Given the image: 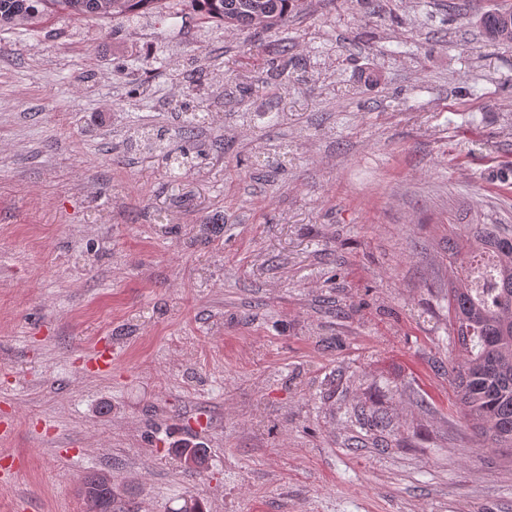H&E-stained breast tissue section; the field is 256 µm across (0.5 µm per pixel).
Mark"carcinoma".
<instances>
[{
	"label": "carcinoma",
	"mask_w": 512,
	"mask_h": 512,
	"mask_svg": "<svg viewBox=\"0 0 512 512\" xmlns=\"http://www.w3.org/2000/svg\"><path fill=\"white\" fill-rule=\"evenodd\" d=\"M304 0H0V28L37 27L59 13L76 18L131 20L156 10L173 16L189 8L203 23L268 31L288 21ZM484 37L512 28V6L480 14ZM130 139L149 153L164 152L165 133L136 131ZM475 249L460 264L448 289V320L453 342L463 350L453 383L457 401L478 434L495 448L512 447V235L497 224H469ZM83 491L105 499L114 512L117 495L105 474L87 477Z\"/></svg>",
	"instance_id": "carcinoma-1"
}]
</instances>
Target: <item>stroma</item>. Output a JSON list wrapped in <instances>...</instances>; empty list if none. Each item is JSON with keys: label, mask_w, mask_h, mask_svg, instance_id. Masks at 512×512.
Segmentation results:
<instances>
[{"label": "stroma", "mask_w": 512, "mask_h": 512, "mask_svg": "<svg viewBox=\"0 0 512 512\" xmlns=\"http://www.w3.org/2000/svg\"><path fill=\"white\" fill-rule=\"evenodd\" d=\"M501 2L0 29V512H88L92 473L122 512H512L449 374L448 240L512 231ZM188 105L194 169L127 148ZM479 26L488 41L509 42L501 40L498 34L507 27H510L512 30V6L505 4L496 9L481 13ZM105 474H96L87 477L83 483V493L86 491L95 492L105 499L106 511L114 512V503L117 495L116 487L112 486V480Z\"/></svg>", "instance_id": "1"}]
</instances>
